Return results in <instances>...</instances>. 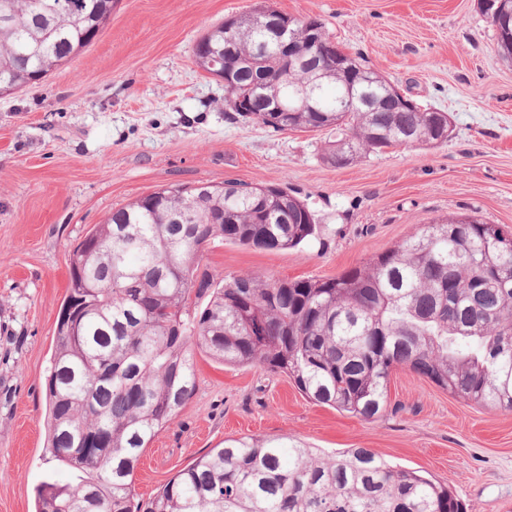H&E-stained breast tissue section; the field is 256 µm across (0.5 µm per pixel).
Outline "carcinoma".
<instances>
[{"label": "carcinoma", "mask_w": 512, "mask_h": 512, "mask_svg": "<svg viewBox=\"0 0 512 512\" xmlns=\"http://www.w3.org/2000/svg\"><path fill=\"white\" fill-rule=\"evenodd\" d=\"M261 7L217 26L195 54L231 45L253 59L224 85L226 105L275 131L329 130L340 168L372 152L448 142V113L380 105L388 80L355 56L364 101L333 72L313 92L320 111H269L307 72L280 67ZM112 15V0H0V92L72 60ZM496 27L512 61V16ZM316 234L308 204L277 186L167 187L120 207L72 251L68 294L45 379L47 450L77 482H46L36 512H465L446 485L367 448L335 456L279 438L227 440L146 503L134 473L152 438L192 398L194 354L286 374L310 399L363 420L386 408L407 367L449 394L512 410V234L451 216L333 278L216 277L204 252L225 243L295 248ZM202 272L199 287L194 277ZM203 308H198L200 302Z\"/></svg>", "instance_id": "carcinoma-1"}]
</instances>
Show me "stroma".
Masks as SVG:
<instances>
[{
    "label": "stroma",
    "instance_id": "obj_1",
    "mask_svg": "<svg viewBox=\"0 0 512 512\" xmlns=\"http://www.w3.org/2000/svg\"><path fill=\"white\" fill-rule=\"evenodd\" d=\"M263 1L323 22L340 48L447 112L453 137L337 168L324 158L328 132L232 119L195 43ZM227 181L293 191L318 236L290 249H210L202 265L215 275L332 278L451 215L512 232V62L495 27L476 0H116L80 55L0 95V512H35L41 484L73 480L45 451L44 379L74 247L139 197ZM194 370L193 397L141 456V501L224 440L285 436L329 454L369 449L448 485L467 512H512V410L467 402L406 367L373 421L261 366L199 351Z\"/></svg>",
    "mask_w": 512,
    "mask_h": 512
}]
</instances>
